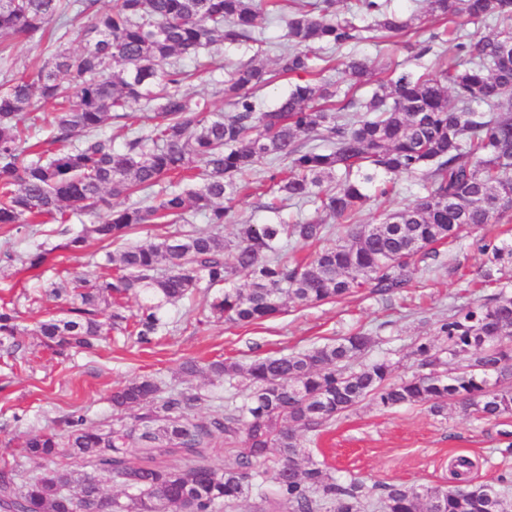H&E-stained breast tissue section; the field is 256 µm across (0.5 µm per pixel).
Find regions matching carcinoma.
Segmentation results:
<instances>
[{
	"instance_id": "cac0c4a2",
	"label": "carcinoma",
	"mask_w": 512,
	"mask_h": 512,
	"mask_svg": "<svg viewBox=\"0 0 512 512\" xmlns=\"http://www.w3.org/2000/svg\"><path fill=\"white\" fill-rule=\"evenodd\" d=\"M0 0V35L42 40L49 24L58 47L51 57L0 81V225L20 234L33 224H66L76 214L95 222L56 245L73 254L91 240L115 246L107 254L112 274L75 276L56 288L68 300L66 317L38 323L34 334L61 354L93 347L110 329L151 342L164 326L161 309L192 295L206 282L219 289L209 317L246 326L283 312L288 300L315 305L341 300L359 288L386 296L411 283L418 263L437 257L465 233L512 214V0H427L426 14L447 24L495 18L487 36L443 28L416 42V56L433 51L443 36L456 35L457 59L432 73L402 71L367 96L375 67L364 57L334 58L312 46L336 49L378 31L385 37L426 31L421 14L389 10L388 0H354L348 16L308 0ZM288 11V45L276 56L278 73L295 76L276 104L258 96L263 67L237 66L224 82L232 112L210 109L183 92L186 58L203 69L219 68L201 51L256 42L266 10ZM94 12L83 31L84 47H64L69 14ZM342 70L347 88L323 78ZM51 101L43 114L44 140L31 142L19 115L35 100ZM152 109L150 125L126 122L132 106ZM123 131L114 148L102 129ZM326 147H321V143ZM274 166L269 190L336 220L288 224H239L232 202L248 184L244 174L261 163ZM416 174L427 194L381 214L376 224L358 223L371 195L386 196L388 176ZM137 192L145 200L123 207L112 200ZM201 217L202 231L172 233L149 245L128 242L136 228L188 224ZM237 225L233 239L221 229ZM316 246L299 259L293 244ZM493 262L512 266V244L480 240ZM140 299L125 315L122 300ZM27 329L14 309L0 304V350L21 347ZM439 342L420 339L414 354L423 372L394 376L382 359L354 363L374 338L364 332L283 356L258 357L242 367L188 360L186 377L207 374L234 385L244 401L195 417L204 398L187 389L162 388L153 377L115 386L112 411L133 412L130 423L94 425L77 412L54 419L48 430L28 435L26 458L48 463L67 451L72 468L42 467L30 475L0 468V512H81L107 498L97 475L122 488L112 512H215L233 507L252 491L273 486L288 512H512L505 486L476 483L472 463L457 459L452 485H388L373 497L357 479L340 481L315 462L308 435L367 398L384 409L426 405L435 414L453 406L462 414L496 419L512 415V291L456 307L437 328ZM462 364L441 374L442 355ZM242 445L235 462L215 468L208 448L216 435ZM136 448L145 465L128 461ZM180 451L179 468L156 459Z\"/></svg>"
}]
</instances>
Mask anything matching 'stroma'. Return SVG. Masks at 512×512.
<instances>
[{
	"mask_svg": "<svg viewBox=\"0 0 512 512\" xmlns=\"http://www.w3.org/2000/svg\"><path fill=\"white\" fill-rule=\"evenodd\" d=\"M262 31V44L222 46L217 52L224 64L221 70L198 72L193 62L184 61L191 73L183 85L185 93L195 100L209 99L213 110H227L215 90L217 81L227 78L229 67L256 57L272 63L277 50L288 43L285 19H266ZM416 40L413 33L368 40L355 52L416 74L432 71L434 55L417 59L406 50V43ZM395 182L396 193L372 199L359 215L361 223H374L383 211L410 204L424 194L417 176L402 174ZM60 230L56 224H38L23 239L0 227V301L15 305L21 324L30 326L66 309V300L52 294L51 284L65 285L78 273L92 278L104 273L91 262L92 253L100 249L98 242H90L81 254L62 252L56 248ZM474 239L465 238L452 249H441L438 258L420 263L411 285L389 297L363 288L337 302L292 303L273 319L236 326L209 319L212 295L205 292L197 295L193 307L167 306L166 329L148 344L114 332L93 349L60 357L38 337H26L14 356L0 357V467L19 460L24 468L35 469V462L23 460L21 444L51 419L77 411L92 423H111L113 386L135 376L157 377L167 390L188 387L206 395L207 403L197 412L201 418L216 409V397L237 402L245 398L241 387L228 390L201 378L184 381L180 366L189 359L245 365L258 356L301 351L362 330L375 338L367 361L385 358L393 363L396 375H412L417 370L415 340L435 339L451 307L503 288L512 291V266L491 264ZM33 241L52 249L41 276L23 269L19 260ZM311 450L314 460L340 480L358 479L369 487L448 485L449 464L458 456L473 461L471 476L476 482L495 484L503 478L512 482V415L476 420L451 409L436 416L424 406L383 409L366 400L324 428Z\"/></svg>",
	"mask_w": 512,
	"mask_h": 512,
	"instance_id": "1",
	"label": "stroma"
}]
</instances>
